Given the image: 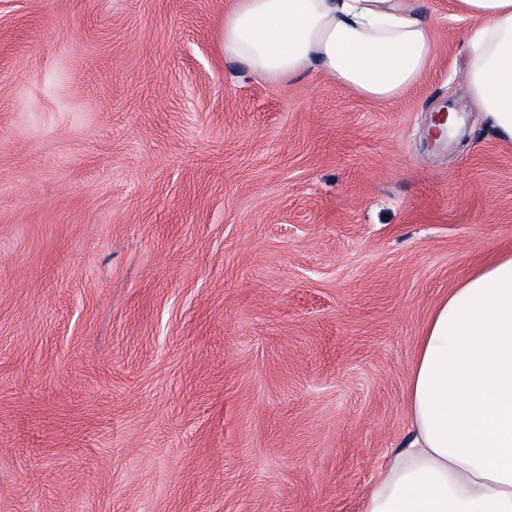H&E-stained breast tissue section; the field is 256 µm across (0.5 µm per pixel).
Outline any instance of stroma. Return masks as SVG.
Listing matches in <instances>:
<instances>
[{"label": "stroma", "mask_w": 512, "mask_h": 512, "mask_svg": "<svg viewBox=\"0 0 512 512\" xmlns=\"http://www.w3.org/2000/svg\"><path fill=\"white\" fill-rule=\"evenodd\" d=\"M232 0H0V512H361L418 340L512 247L475 27L398 101L225 57Z\"/></svg>", "instance_id": "1"}]
</instances>
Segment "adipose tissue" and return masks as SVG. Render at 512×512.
I'll list each match as a JSON object with an SVG mask.
<instances>
[{"label": "adipose tissue", "mask_w": 512, "mask_h": 512, "mask_svg": "<svg viewBox=\"0 0 512 512\" xmlns=\"http://www.w3.org/2000/svg\"><path fill=\"white\" fill-rule=\"evenodd\" d=\"M477 22L465 72L489 125L512 139V0H461ZM222 49L279 83L316 68L391 103L432 62L416 0H235ZM411 438L377 473L363 512H512V249L453 288L419 338Z\"/></svg>", "instance_id": "adipose-tissue-1"}]
</instances>
